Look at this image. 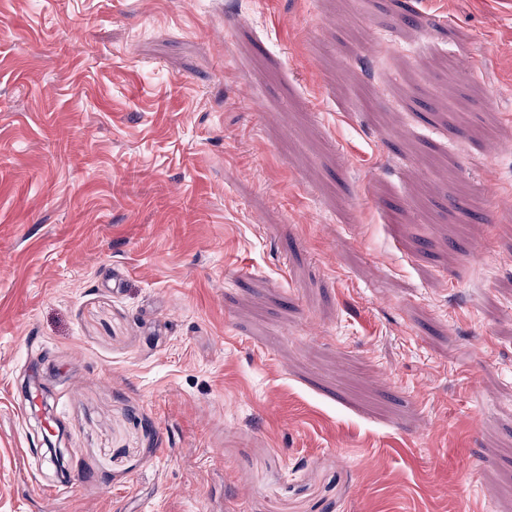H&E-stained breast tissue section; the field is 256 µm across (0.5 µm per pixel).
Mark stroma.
I'll return each mask as SVG.
<instances>
[{
    "label": "stroma",
    "mask_w": 512,
    "mask_h": 512,
    "mask_svg": "<svg viewBox=\"0 0 512 512\" xmlns=\"http://www.w3.org/2000/svg\"><path fill=\"white\" fill-rule=\"evenodd\" d=\"M407 2L0 0V512H512V0Z\"/></svg>",
    "instance_id": "1"
}]
</instances>
